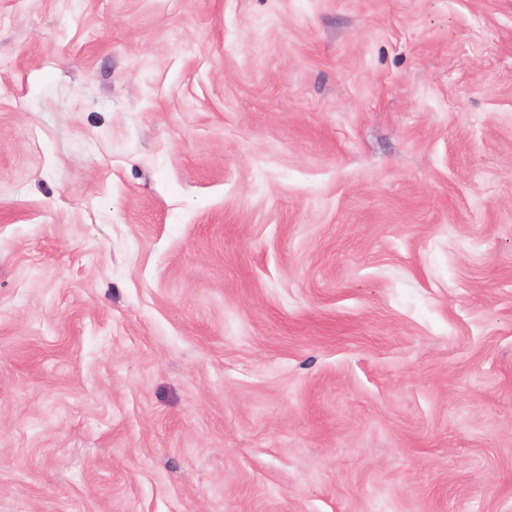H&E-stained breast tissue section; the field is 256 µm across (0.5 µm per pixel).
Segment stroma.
Here are the masks:
<instances>
[{"mask_svg":"<svg viewBox=\"0 0 512 512\" xmlns=\"http://www.w3.org/2000/svg\"><path fill=\"white\" fill-rule=\"evenodd\" d=\"M0 512H512V0H0Z\"/></svg>","mask_w":512,"mask_h":512,"instance_id":"obj_1","label":"stroma"}]
</instances>
